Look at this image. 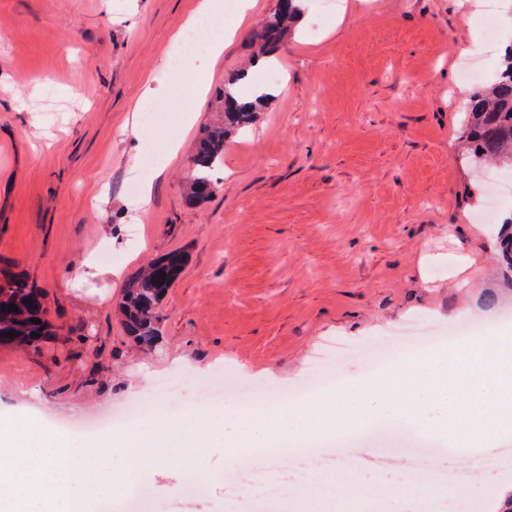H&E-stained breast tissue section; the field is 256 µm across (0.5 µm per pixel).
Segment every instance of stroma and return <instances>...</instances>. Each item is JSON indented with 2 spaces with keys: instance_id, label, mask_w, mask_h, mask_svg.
Listing matches in <instances>:
<instances>
[{
  "instance_id": "obj_1",
  "label": "stroma",
  "mask_w": 512,
  "mask_h": 512,
  "mask_svg": "<svg viewBox=\"0 0 512 512\" xmlns=\"http://www.w3.org/2000/svg\"><path fill=\"white\" fill-rule=\"evenodd\" d=\"M485 0H308L309 22L257 61L258 35L277 0L247 17L220 13L233 36L219 58L190 62L201 93L189 98L170 60L174 34L198 0H0V260L27 272L45 293L56 334L39 350L0 346V418L33 419L75 448L119 441L126 427L93 433L78 423L140 400L135 431L153 442L163 426L148 398L158 379L187 385L172 412L205 420L235 408L239 390L287 406L327 341L349 354L327 359L340 383L379 378L370 350L407 327L461 342L478 323L512 333V290L497 266L498 225L481 223L489 171L466 161L461 63L482 40ZM268 93L256 121L234 132L214 171L215 195L185 204L196 144L217 117L225 84ZM163 88L160 98L147 88ZM153 108L155 125L133 124ZM198 114L185 124L188 111ZM157 143L162 174H145L144 144ZM150 199H142L145 186ZM112 227L111 242L100 227ZM180 250L186 265L161 304V335L140 351L118 305L129 273ZM93 255L111 276L78 278ZM472 259L467 280L453 274ZM496 291L495 307L484 296ZM196 466L208 497L184 512H225L222 444ZM385 439L367 434L349 466L337 452L325 473L326 512L354 483L383 486L376 512H429L416 484L466 471L458 512H498L486 471L457 448L411 476V459L380 465ZM185 458L149 470L155 504L180 495Z\"/></svg>"
}]
</instances>
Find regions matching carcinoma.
<instances>
[{"instance_id":"cac0c4a2","label":"carcinoma","mask_w":512,"mask_h":512,"mask_svg":"<svg viewBox=\"0 0 512 512\" xmlns=\"http://www.w3.org/2000/svg\"><path fill=\"white\" fill-rule=\"evenodd\" d=\"M298 0H279L276 12L268 19L262 34L265 45H273L286 33L287 25L298 13ZM265 96L249 100L232 86L224 88L223 120L210 127L200 139L192 159L185 202L194 207L216 191L212 172L224 161V142L233 129L253 122ZM466 148L477 160L512 163V48L506 50L494 79L473 91L467 101ZM498 260L504 277L512 282V232L498 234ZM186 263V255L171 251L132 272L126 279L119 313L126 336L139 348L150 350L159 337V310L169 288ZM166 273L161 278L160 273ZM18 311H10V305ZM13 333V337L5 333ZM37 336H32V333ZM55 336L47 319L44 293L28 274L10 265L0 270V345L29 350Z\"/></svg>"}]
</instances>
